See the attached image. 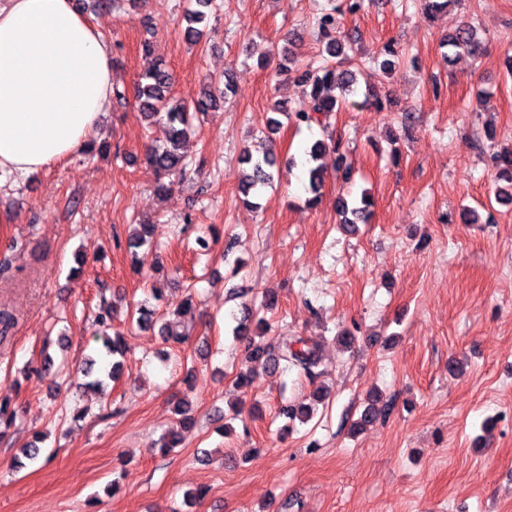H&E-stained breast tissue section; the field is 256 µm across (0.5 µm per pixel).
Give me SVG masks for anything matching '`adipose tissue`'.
Instances as JSON below:
<instances>
[{
	"label": "adipose tissue",
	"mask_w": 512,
	"mask_h": 512,
	"mask_svg": "<svg viewBox=\"0 0 512 512\" xmlns=\"http://www.w3.org/2000/svg\"><path fill=\"white\" fill-rule=\"evenodd\" d=\"M112 87V49L75 0H0V172L83 150Z\"/></svg>",
	"instance_id": "ef3b65f1"
}]
</instances>
